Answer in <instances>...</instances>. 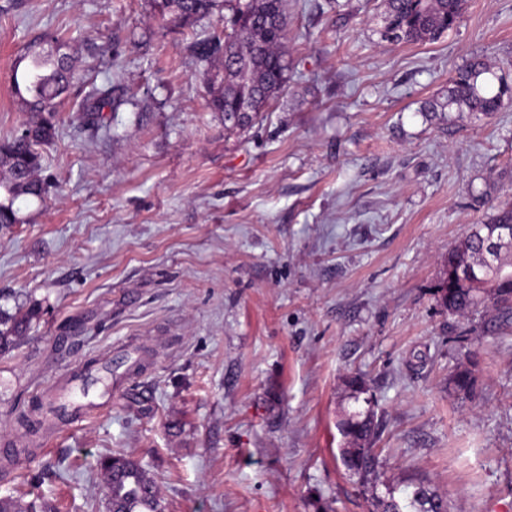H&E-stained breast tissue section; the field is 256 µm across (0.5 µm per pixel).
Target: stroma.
Returning <instances> with one entry per match:
<instances>
[{
	"instance_id": "obj_1",
	"label": "stroma",
	"mask_w": 512,
	"mask_h": 512,
	"mask_svg": "<svg viewBox=\"0 0 512 512\" xmlns=\"http://www.w3.org/2000/svg\"><path fill=\"white\" fill-rule=\"evenodd\" d=\"M285 84L252 124L207 106L193 38L152 0H0V137L24 119L11 69L65 40L75 82L46 147V203L0 231V309H36L0 354V497L106 512L97 459L122 453L165 512H374L424 482L451 512H512V314L449 313L467 229L512 203V103L429 112L475 56L512 85V0H467L434 41H382L383 0H282ZM112 87L106 130L75 120ZM111 395L17 416L87 366ZM470 393L453 389L460 370ZM364 375L376 477L341 462Z\"/></svg>"
}]
</instances>
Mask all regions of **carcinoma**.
Segmentation results:
<instances>
[{"label": "carcinoma", "mask_w": 512, "mask_h": 512, "mask_svg": "<svg viewBox=\"0 0 512 512\" xmlns=\"http://www.w3.org/2000/svg\"><path fill=\"white\" fill-rule=\"evenodd\" d=\"M159 19L190 26L210 17L224 6L231 10L233 36L214 37L190 43V51L204 64L221 60L222 75L210 78L215 86L211 107L224 113L227 130L247 128L280 91L285 79V20L281 0H153ZM466 0H385L381 38L391 43L433 41L456 27L463 16ZM58 49L45 50L38 45L27 47L28 57H19L11 73L12 91L25 120L21 126L0 140V226L16 223L20 199L42 203L49 193L46 179L40 177L44 165L43 150L57 137V99L73 81L69 56ZM512 100V86L496 80L491 66L475 56L457 71L448 86L444 101L429 102L427 111L479 112L491 115L500 111L504 99ZM91 106L78 120L86 126L103 127L102 110L112 106V86L93 87ZM512 225V206L502 207L483 224H475L465 237L462 248L448 253V270L460 262L475 259L482 239ZM443 306L452 313L476 307L487 298L506 304L512 301V262L498 261L487 273L476 272L462 282L439 289ZM37 312L22 316L0 310V353L8 351L17 337L28 330ZM456 391L468 393L473 376L467 369L455 373ZM376 424L372 409L356 412L340 423L346 448L342 449L344 466L369 484L376 476L378 455L373 448ZM109 490V507L114 512H165L161 494L146 496L142 486L149 479L142 465L123 455H109L97 460ZM429 490L424 483L415 484L402 499L396 490L379 500L382 512H422L417 492ZM0 512H54L43 502L22 507L10 497L0 498Z\"/></svg>", "instance_id": "cac0c4a2"}]
</instances>
